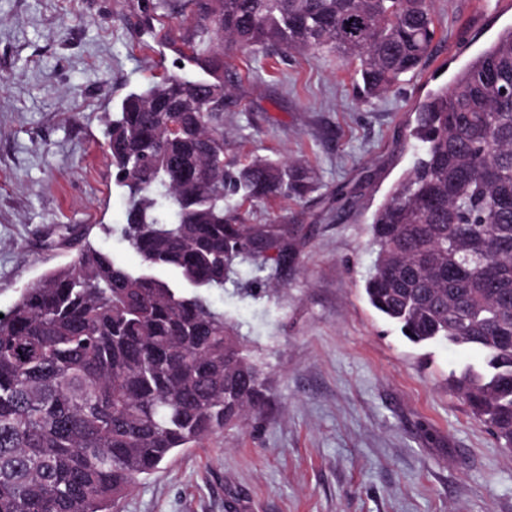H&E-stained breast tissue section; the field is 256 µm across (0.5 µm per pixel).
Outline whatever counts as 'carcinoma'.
<instances>
[{
  "label": "carcinoma",
  "mask_w": 512,
  "mask_h": 512,
  "mask_svg": "<svg viewBox=\"0 0 512 512\" xmlns=\"http://www.w3.org/2000/svg\"><path fill=\"white\" fill-rule=\"evenodd\" d=\"M158 7L191 23L163 41L183 73L128 92L104 141L140 263L87 240L0 318V512H118L141 477L264 402L261 362L209 295L242 264L273 287L296 252L286 229L249 224L242 207L299 201L313 172L226 157L227 53H337L376 98L423 67L436 35L433 0ZM408 136L421 150L373 215L364 292L413 345L479 351L448 386L512 449V28L426 93Z\"/></svg>",
  "instance_id": "carcinoma-1"
}]
</instances>
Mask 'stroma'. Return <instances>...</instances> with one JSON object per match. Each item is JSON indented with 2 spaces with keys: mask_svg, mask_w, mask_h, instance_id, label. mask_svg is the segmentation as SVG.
I'll use <instances>...</instances> for the list:
<instances>
[{
  "mask_svg": "<svg viewBox=\"0 0 512 512\" xmlns=\"http://www.w3.org/2000/svg\"><path fill=\"white\" fill-rule=\"evenodd\" d=\"M156 0H0V313L84 239L137 258L117 231L125 198L104 119L131 90L175 72ZM433 51L386 96L357 98L333 54H236L224 107L231 157L306 159L316 188L254 206L294 227L278 290L214 291L261 361L266 400L239 429L177 453L119 512H512V450L446 379L474 352L419 347L367 302L370 225L418 151L404 126L426 92L512 27V0H435Z\"/></svg>",
  "mask_w": 512,
  "mask_h": 512,
  "instance_id": "obj_1",
  "label": "stroma"
}]
</instances>
